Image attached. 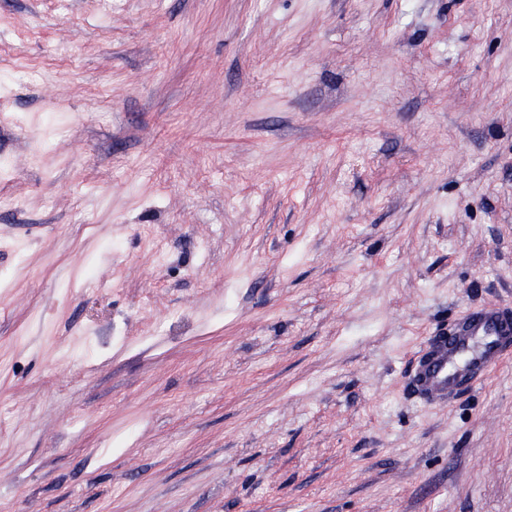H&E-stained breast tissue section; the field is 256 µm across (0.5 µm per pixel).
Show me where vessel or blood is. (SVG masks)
<instances>
[{"label":"vessel or blood","mask_w":512,"mask_h":512,"mask_svg":"<svg viewBox=\"0 0 512 512\" xmlns=\"http://www.w3.org/2000/svg\"><path fill=\"white\" fill-rule=\"evenodd\" d=\"M511 352V313L494 307L465 311L450 331L428 338L409 391L424 403L454 398L481 382Z\"/></svg>","instance_id":"1"}]
</instances>
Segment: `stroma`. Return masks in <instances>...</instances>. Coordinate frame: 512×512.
<instances>
[{"label":"stroma","mask_w":512,"mask_h":512,"mask_svg":"<svg viewBox=\"0 0 512 512\" xmlns=\"http://www.w3.org/2000/svg\"><path fill=\"white\" fill-rule=\"evenodd\" d=\"M0 512H512V0H0ZM512 350V316L504 309L467 310L451 330L430 336L410 379L411 395L424 403L454 398L483 380Z\"/></svg>","instance_id":"35a3bbf8"}]
</instances>
